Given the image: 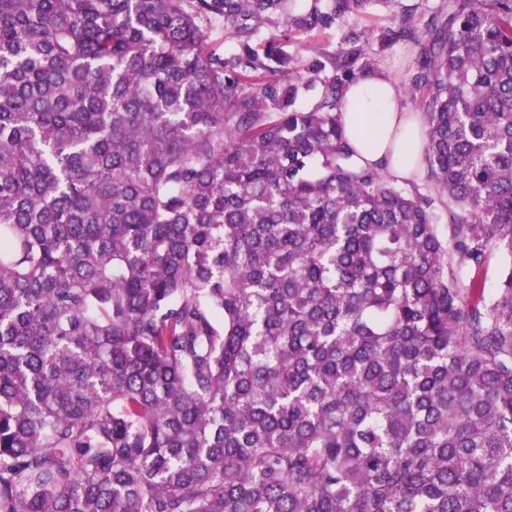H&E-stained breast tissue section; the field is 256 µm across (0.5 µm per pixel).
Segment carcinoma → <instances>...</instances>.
I'll list each match as a JSON object with an SVG mask.
<instances>
[{
	"label": "carcinoma",
	"instance_id": "carcinoma-1",
	"mask_svg": "<svg viewBox=\"0 0 512 512\" xmlns=\"http://www.w3.org/2000/svg\"><path fill=\"white\" fill-rule=\"evenodd\" d=\"M399 4L0 0V512H512V0ZM377 7L429 195L287 50ZM368 34V51L378 60V67L388 70L404 90L415 69L416 52L412 44L403 41H381V35L389 28H396L394 21L385 10L377 11L371 18L358 24ZM509 260L506 250L494 247L487 262L480 269L472 271L471 276L477 277L486 288L487 299L493 298L501 272Z\"/></svg>",
	"mask_w": 512,
	"mask_h": 512
}]
</instances>
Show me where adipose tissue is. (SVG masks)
<instances>
[{"label": "adipose tissue", "mask_w": 512, "mask_h": 512, "mask_svg": "<svg viewBox=\"0 0 512 512\" xmlns=\"http://www.w3.org/2000/svg\"><path fill=\"white\" fill-rule=\"evenodd\" d=\"M346 135L359 163L396 178L422 171L423 120L410 112L396 81L383 69L367 71L345 89Z\"/></svg>", "instance_id": "ef3b65f1"}]
</instances>
